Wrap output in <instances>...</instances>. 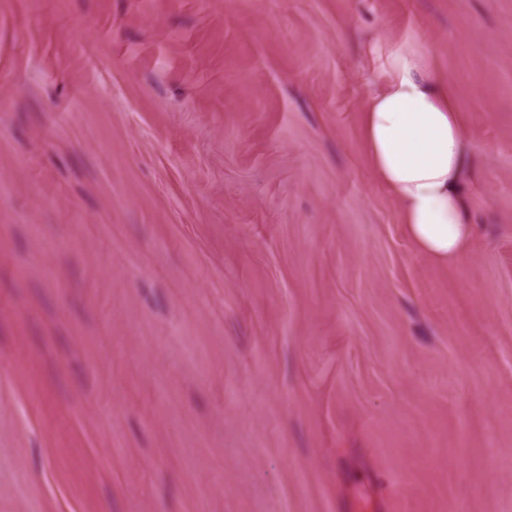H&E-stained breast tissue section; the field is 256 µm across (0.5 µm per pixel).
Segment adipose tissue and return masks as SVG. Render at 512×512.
<instances>
[{
    "label": "adipose tissue",
    "instance_id": "adipose-tissue-1",
    "mask_svg": "<svg viewBox=\"0 0 512 512\" xmlns=\"http://www.w3.org/2000/svg\"><path fill=\"white\" fill-rule=\"evenodd\" d=\"M373 84L364 144L375 178L422 253L439 261L464 256L476 225L463 188L476 163L447 83L430 53L407 41L377 56Z\"/></svg>",
    "mask_w": 512,
    "mask_h": 512
}]
</instances>
